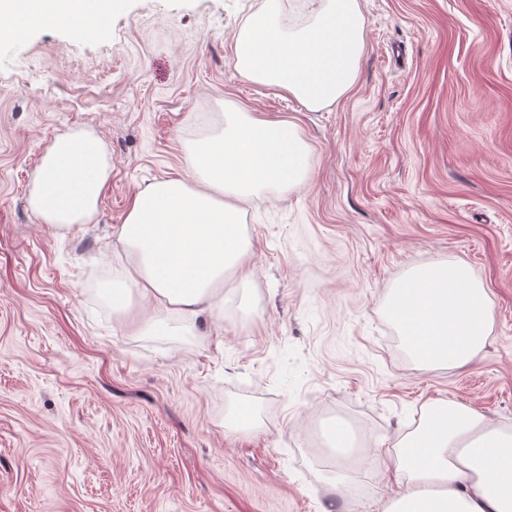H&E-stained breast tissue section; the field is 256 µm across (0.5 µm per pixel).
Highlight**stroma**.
Returning a JSON list of instances; mask_svg holds the SVG:
<instances>
[{
	"label": "stroma",
	"mask_w": 512,
	"mask_h": 512,
	"mask_svg": "<svg viewBox=\"0 0 512 512\" xmlns=\"http://www.w3.org/2000/svg\"><path fill=\"white\" fill-rule=\"evenodd\" d=\"M265 0H112L102 35L0 9V512H386L378 470L426 406L512 424V0H361L352 90L311 111L242 77L233 38ZM290 123L308 178L240 202L252 277H227L202 331L102 270L139 188L178 176L190 113ZM94 132L112 178L59 227L29 206L57 137ZM464 262L495 310L464 369L407 360L389 288ZM235 403L252 409L227 426ZM360 423L365 465L330 459L312 423ZM343 473L361 493H333Z\"/></svg>",
	"instance_id": "stroma-1"
}]
</instances>
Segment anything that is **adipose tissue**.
I'll return each mask as SVG.
<instances>
[{"instance_id":"adipose-tissue-1","label":"adipose tissue","mask_w":512,"mask_h":512,"mask_svg":"<svg viewBox=\"0 0 512 512\" xmlns=\"http://www.w3.org/2000/svg\"><path fill=\"white\" fill-rule=\"evenodd\" d=\"M360 0H318L313 14L284 13L281 0L242 28L235 70L276 87L315 111L354 86L364 52ZM184 176L153 181L134 193L118 230L133 272L103 279L99 295L121 305L130 291L173 305L188 322L210 317L208 293L226 273L250 276V254L236 200L285 189L307 178L308 151L293 127L228 112L223 129L196 116ZM112 178L94 133L57 138L46 150L29 196L42 221L83 224ZM385 314L415 364L463 367L483 349L494 312L483 283L458 261L432 263L392 288ZM401 493L388 512H512V425L492 424L453 402H435L423 424L378 457Z\"/></svg>"}]
</instances>
